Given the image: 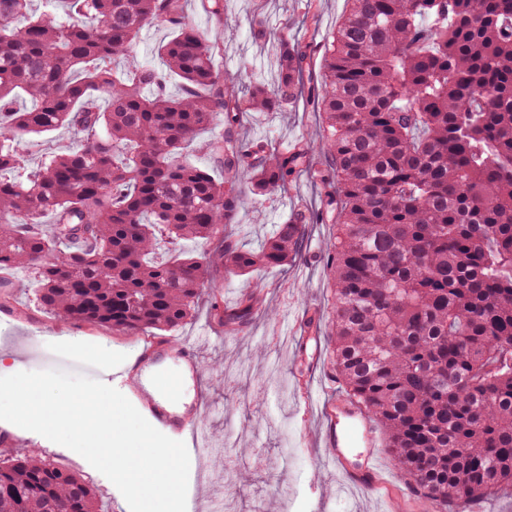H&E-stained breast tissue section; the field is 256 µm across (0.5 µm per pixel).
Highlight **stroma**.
I'll list each match as a JSON object with an SVG mask.
<instances>
[{
    "label": "stroma",
    "mask_w": 512,
    "mask_h": 512,
    "mask_svg": "<svg viewBox=\"0 0 512 512\" xmlns=\"http://www.w3.org/2000/svg\"><path fill=\"white\" fill-rule=\"evenodd\" d=\"M347 0H224L223 41L214 54L217 71L234 81L241 92L262 84L277 85L279 39L306 45L309 51L305 82L315 80L324 37L336 26ZM261 15L266 38H255L250 22ZM238 136L260 142L275 152L291 151L298 142L323 137L317 113L306 94H299L279 109L244 115ZM77 145L67 128L26 138L25 164L37 169L55 153ZM325 158L313 155L309 168L297 172L274 194L249 197L232 228L239 243L258 248L275 225L292 220L297 209L320 207L323 188L318 172ZM336 226L325 220L307 227L301 258L285 266L256 268L244 276H225L214 268L217 297L203 295L192 320L177 331V338H199L200 377L209 404L200 416V430L210 448L205 457H191L192 492L200 512H219L233 499L235 512H421V505L393 476L384 497L353 496L327 458L320 442L324 412L321 401L309 398L311 386L325 381L339 387L333 365L331 298L333 282L326 265L325 245ZM260 290L263 309L247 324L223 327L221 340L205 335L214 322L215 301L239 308L242 296ZM17 307L21 317L0 322V351L10 354L21 370L65 369L93 364L92 378L120 366L144 339L121 336L88 324H66L38 308L32 282L20 288H0V303ZM276 311L268 318L266 308ZM83 340L78 349L74 340ZM111 352V361L91 363L89 346ZM10 453L39 449L42 455L90 480L102 492L104 512H129L112 483L76 452L45 437L12 427ZM234 461L243 480H224L227 461Z\"/></svg>",
    "instance_id": "stroma-1"
}]
</instances>
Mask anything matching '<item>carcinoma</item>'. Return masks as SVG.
<instances>
[{"label": "carcinoma", "instance_id": "carcinoma-1", "mask_svg": "<svg viewBox=\"0 0 512 512\" xmlns=\"http://www.w3.org/2000/svg\"><path fill=\"white\" fill-rule=\"evenodd\" d=\"M0 0V269L34 281L58 320L123 336L172 332L226 275L294 261L307 209L258 250L229 228L247 195L288 183L319 153L332 214L336 376L384 431L409 493L432 512H467L512 489V0H348L304 86L306 47L280 40L277 87L246 95L213 65V31L183 0H64L33 17ZM174 36L163 68L134 55L142 31ZM128 57L124 72L112 59ZM181 81V93L168 83ZM324 139L290 153L242 143L249 112L303 90ZM29 105L19 108L17 102ZM67 126L80 148L25 171V136ZM224 180L181 157L204 129ZM52 216L50 223L43 218ZM222 243L156 258L157 240ZM258 302L245 295L230 324ZM100 493L35 454L0 462V512H101Z\"/></svg>", "mask_w": 512, "mask_h": 512}]
</instances>
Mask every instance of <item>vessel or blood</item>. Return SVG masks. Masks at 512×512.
<instances>
[{"label": "vessel or blood", "instance_id": "vessel-or-blood-1", "mask_svg": "<svg viewBox=\"0 0 512 512\" xmlns=\"http://www.w3.org/2000/svg\"><path fill=\"white\" fill-rule=\"evenodd\" d=\"M162 349L175 352L186 368L193 372L198 371L199 354L193 344L168 341L161 345L157 340L149 339L133 364L116 372V379L135 395L146 394L147 384L143 370ZM205 404V389L200 386L196 389L195 410L189 415H178L168 403L155 399L151 400L148 409L156 424L168 428L177 437L189 440L192 447L198 449L204 445L199 429V411ZM326 414L325 443L345 481L365 491L381 490L384 486L379 465L382 445L371 416L342 394L327 401ZM355 443L363 447L364 454L361 462L353 465L348 460V450Z\"/></svg>", "mask_w": 512, "mask_h": 512}]
</instances>
